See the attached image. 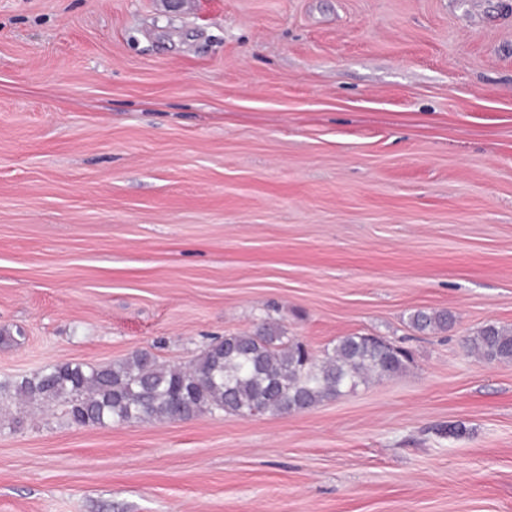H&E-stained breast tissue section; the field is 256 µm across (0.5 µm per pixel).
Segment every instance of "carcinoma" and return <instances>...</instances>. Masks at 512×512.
<instances>
[{"mask_svg":"<svg viewBox=\"0 0 512 512\" xmlns=\"http://www.w3.org/2000/svg\"><path fill=\"white\" fill-rule=\"evenodd\" d=\"M446 312L417 310L409 325L444 331ZM490 363H512V328L490 322L464 339ZM408 352L381 336H340L317 356L279 326L215 338L188 365L160 364L149 353L96 365L58 363L0 382V395L25 403L61 402L72 424L105 428L132 422L183 421L203 413L291 414L337 399L371 380L408 368Z\"/></svg>","mask_w":512,"mask_h":512,"instance_id":"1","label":"carcinoma"}]
</instances>
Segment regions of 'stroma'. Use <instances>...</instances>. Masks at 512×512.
Returning <instances> with one entry per match:
<instances>
[{
	"label": "stroma",
	"instance_id": "stroma-1",
	"mask_svg": "<svg viewBox=\"0 0 512 512\" xmlns=\"http://www.w3.org/2000/svg\"><path fill=\"white\" fill-rule=\"evenodd\" d=\"M266 321L413 362L288 415L1 401L0 512H512V364L462 346L512 327V0H0V381ZM452 324V317L448 312H427L417 310L409 316V325L420 332H436L447 330Z\"/></svg>",
	"mask_w": 512,
	"mask_h": 512
}]
</instances>
